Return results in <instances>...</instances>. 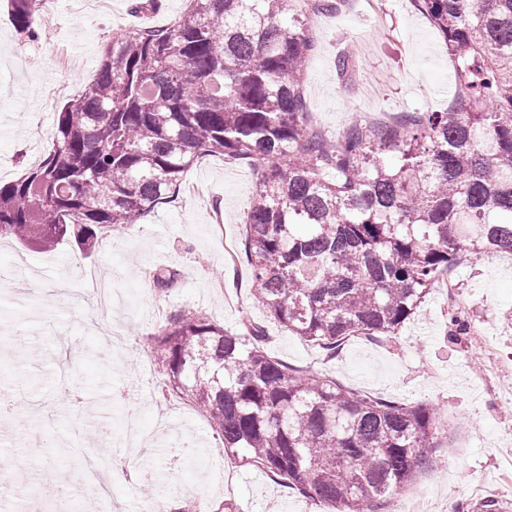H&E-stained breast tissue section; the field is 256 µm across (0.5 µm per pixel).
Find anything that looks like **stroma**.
<instances>
[{"label": "stroma", "mask_w": 512, "mask_h": 512, "mask_svg": "<svg viewBox=\"0 0 512 512\" xmlns=\"http://www.w3.org/2000/svg\"><path fill=\"white\" fill-rule=\"evenodd\" d=\"M134 0H112L106 14H82L73 0H44L38 40L23 39L0 6V181L36 166L55 117L94 75L102 48L132 26L160 27L187 0H160L158 11L134 12ZM317 51L304 74L314 127L335 136L367 112L443 111L451 102L448 49L411 0H349L340 13L313 22ZM352 67L340 75L337 61ZM68 83L49 100V85ZM184 190L138 224L116 230L88 254L69 241L35 252L0 239V269L39 280L18 303L0 286V337H26L22 349L0 348V394L15 396L14 423L0 426V512H17L34 487L46 490L49 512H88L97 491L74 470L76 451L123 463L125 479L110 486L112 512H131L140 488L181 507L194 500H235L240 512H330L323 503L276 484L266 472L236 462L206 417L167 390L151 349L158 315L194 309L225 329L242 316L265 323L267 353L320 372L337 383L383 398L437 410L443 427L437 467L413 483L429 488L434 512H463L482 498L512 501V394L485 381L487 344L512 362V254L489 253L453 266L455 309L440 288L387 344L354 338L334 359L268 322L256 303L244 261L224 260L225 244L240 245L243 219L256 189L252 167L220 156L199 160ZM93 266L122 296L103 323L87 294L83 267ZM168 267L179 277L159 290L142 271ZM458 316L480 326L450 334ZM146 434L168 435L148 452L127 453L129 416Z\"/></svg>", "instance_id": "obj_1"}]
</instances>
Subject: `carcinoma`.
<instances>
[{"label":"carcinoma","mask_w":512,"mask_h":512,"mask_svg":"<svg viewBox=\"0 0 512 512\" xmlns=\"http://www.w3.org/2000/svg\"><path fill=\"white\" fill-rule=\"evenodd\" d=\"M39 36L42 0H6ZM345 0H188L170 27L107 42L57 113L39 164L0 182V239L89 252L176 197L204 156L258 165L243 251L267 316L333 359L395 338L462 257L512 253V0H412L448 45L444 111L314 128L311 22ZM265 325L229 332L192 309L154 334L167 383L224 452L335 512H381L436 464L438 422L270 356Z\"/></svg>","instance_id":"1"}]
</instances>
